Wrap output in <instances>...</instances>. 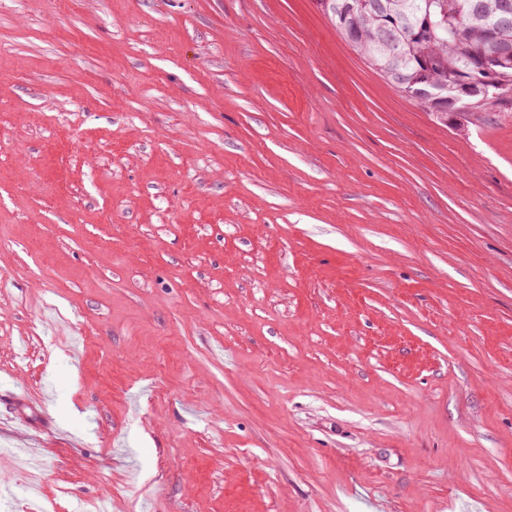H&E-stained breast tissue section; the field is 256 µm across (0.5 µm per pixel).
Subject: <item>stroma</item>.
Listing matches in <instances>:
<instances>
[{
  "mask_svg": "<svg viewBox=\"0 0 512 512\" xmlns=\"http://www.w3.org/2000/svg\"><path fill=\"white\" fill-rule=\"evenodd\" d=\"M1 448L59 512H512V108L316 0H0Z\"/></svg>",
  "mask_w": 512,
  "mask_h": 512,
  "instance_id": "1",
  "label": "stroma"
}]
</instances>
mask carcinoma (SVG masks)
<instances>
[{
  "mask_svg": "<svg viewBox=\"0 0 512 512\" xmlns=\"http://www.w3.org/2000/svg\"><path fill=\"white\" fill-rule=\"evenodd\" d=\"M467 2L477 11L498 0H317L319 9L366 63L401 94L443 123L454 115L448 87L474 58L492 60L512 49V23L496 41L485 40L483 27L457 19ZM498 86L490 93L512 92V63L497 68Z\"/></svg>",
  "mask_w": 512,
  "mask_h": 512,
  "instance_id": "cac0c4a2",
  "label": "carcinoma"
}]
</instances>
